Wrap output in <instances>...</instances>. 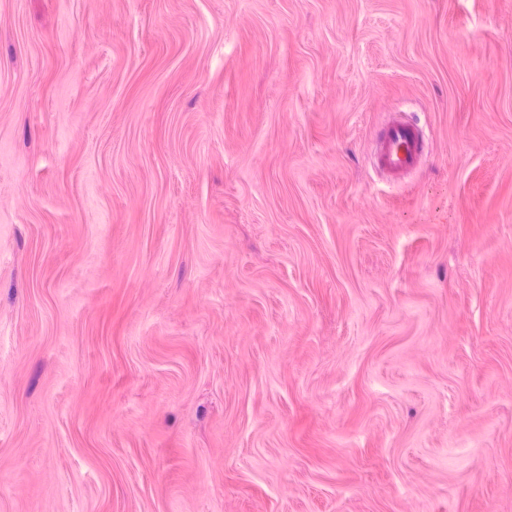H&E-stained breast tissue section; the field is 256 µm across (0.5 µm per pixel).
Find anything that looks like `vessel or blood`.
I'll list each match as a JSON object with an SVG mask.
<instances>
[{
    "label": "vessel or blood",
    "instance_id": "b4317fda",
    "mask_svg": "<svg viewBox=\"0 0 512 512\" xmlns=\"http://www.w3.org/2000/svg\"><path fill=\"white\" fill-rule=\"evenodd\" d=\"M426 144L418 127L403 113H394L377 135L374 168L387 179H402L421 164Z\"/></svg>",
    "mask_w": 512,
    "mask_h": 512
}]
</instances>
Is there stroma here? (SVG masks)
I'll use <instances>...</instances> for the list:
<instances>
[{"label": "stroma", "mask_w": 512, "mask_h": 512, "mask_svg": "<svg viewBox=\"0 0 512 512\" xmlns=\"http://www.w3.org/2000/svg\"><path fill=\"white\" fill-rule=\"evenodd\" d=\"M0 512H512V0H0ZM377 139L372 163L387 179H402L420 166L426 144L421 131L403 113H394Z\"/></svg>", "instance_id": "35a3bbf8"}]
</instances>
